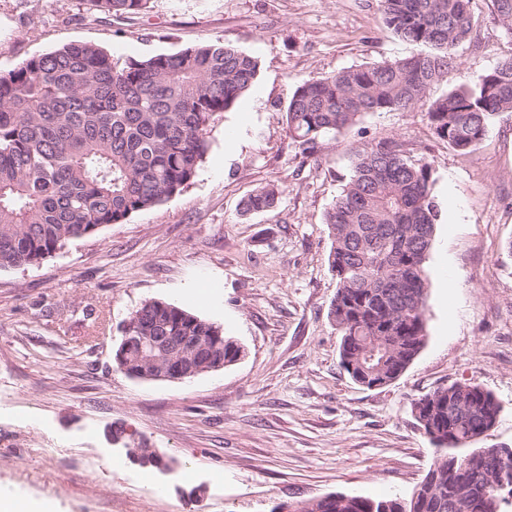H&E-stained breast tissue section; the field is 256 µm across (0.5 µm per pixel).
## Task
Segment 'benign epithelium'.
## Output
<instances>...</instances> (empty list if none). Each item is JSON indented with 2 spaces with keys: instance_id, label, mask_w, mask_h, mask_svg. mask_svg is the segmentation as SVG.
Masks as SVG:
<instances>
[{
  "instance_id": "benign-epithelium-1",
  "label": "benign epithelium",
  "mask_w": 512,
  "mask_h": 512,
  "mask_svg": "<svg viewBox=\"0 0 512 512\" xmlns=\"http://www.w3.org/2000/svg\"><path fill=\"white\" fill-rule=\"evenodd\" d=\"M160 314L138 308L125 320L113 361L125 375L140 380L182 382L224 368V336H158Z\"/></svg>"
}]
</instances>
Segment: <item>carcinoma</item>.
<instances>
[{
  "label": "carcinoma",
  "mask_w": 512,
  "mask_h": 512,
  "mask_svg": "<svg viewBox=\"0 0 512 512\" xmlns=\"http://www.w3.org/2000/svg\"><path fill=\"white\" fill-rule=\"evenodd\" d=\"M114 14H141L151 0H92ZM512 40V0H490ZM472 0H382L386 26L421 48L409 56L297 81L286 109L292 143L321 157L325 141L370 113L409 107L451 81L453 50L467 40ZM258 60L220 41L174 54L124 61L87 43H71L0 72V270L32 266L68 241L119 224L180 194L206 157L217 114L255 81ZM512 112V55L463 77L432 102L435 134L465 154L477 151L495 118ZM433 169L414 163L391 138L355 152L352 174L325 214L332 237L341 334L340 364L357 383L365 372L396 380L426 338L424 265L438 223ZM286 187L267 184L243 212L275 210ZM164 322L206 336L215 326L173 306ZM415 418L425 434L442 430V449L410 501L328 494L290 512H501L505 494L491 484L502 466L497 448L466 455L499 412L493 395L451 384L420 397Z\"/></svg>",
  "instance_id": "obj_1"
}]
</instances>
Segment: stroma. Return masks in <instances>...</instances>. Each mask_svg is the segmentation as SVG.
Here are the masks:
<instances>
[{"instance_id":"1","label":"stroma","mask_w":512,"mask_h":512,"mask_svg":"<svg viewBox=\"0 0 512 512\" xmlns=\"http://www.w3.org/2000/svg\"><path fill=\"white\" fill-rule=\"evenodd\" d=\"M473 10L454 50L466 75L512 54L490 0ZM213 41L255 56L259 73L217 115L184 190L38 265L0 271V484L57 512H272L336 492L407 499L435 452L412 404L451 383L493 393L501 411L481 444L512 448V112L479 150L459 153L428 119L443 83L409 108L365 115L317 161L288 137L295 83L408 55L380 0H152L136 17L95 14L86 0H0L4 73L76 42L124 61ZM384 137L431 164L440 217L426 344L398 379L368 389L339 364L324 216L355 149ZM273 182L287 188L278 208L241 214ZM148 299L221 325L243 357L179 383L117 371L121 324ZM119 425L173 471L130 462L109 436Z\"/></svg>"}]
</instances>
